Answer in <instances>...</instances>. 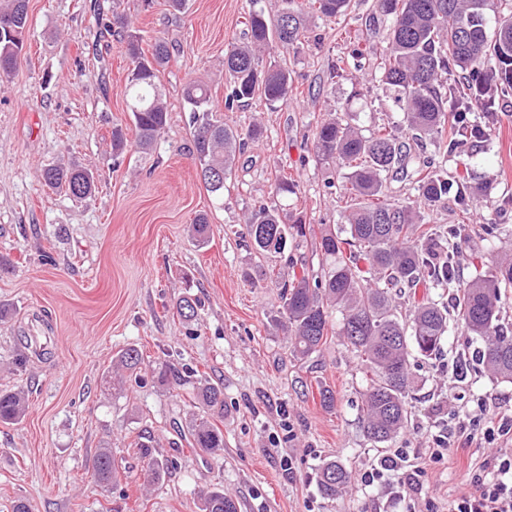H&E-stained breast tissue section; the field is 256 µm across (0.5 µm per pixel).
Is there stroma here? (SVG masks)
<instances>
[{"instance_id":"stroma-1","label":"stroma","mask_w":512,"mask_h":512,"mask_svg":"<svg viewBox=\"0 0 512 512\" xmlns=\"http://www.w3.org/2000/svg\"><path fill=\"white\" fill-rule=\"evenodd\" d=\"M258 6L276 18L280 0H188L172 14L167 0H28L26 48L14 70L0 76V389L27 396L23 420L0 424V512L24 499L29 512H199L201 493L224 489L240 512H448V503L494 446L470 447L430 462L435 436L463 413L512 406V383L478 372V341L461 331L444 343L443 362L419 359L420 378L409 400L411 417L385 444L363 432L361 361L331 315L328 340L308 360L293 359L286 330L268 319L279 288L301 273L329 265L313 238L289 239L283 254L261 255L244 236V217L258 203L303 215L314 229L343 224L334 164L320 163L312 142L317 119L343 110L366 131L397 127L402 111L375 67L381 34L373 0H352L345 17L307 18L306 40L278 58L293 74L287 105L256 99L224 109V53L243 37L245 16ZM126 15L146 42L172 45L158 74L167 125L149 149L135 142L123 94L129 61L100 18ZM344 63L332 79L328 65ZM205 84L211 103L239 130L259 126L226 182L223 197L208 192L188 156L192 129L183 99L188 80ZM128 140L112 155V130ZM77 166L98 174L92 195L79 199L47 187L50 167ZM449 175L472 187L470 208L431 209L427 220L460 224L466 240L461 274L485 272L500 242L485 237L491 220L512 235V110L491 135L449 155ZM300 184L298 194H275L279 173ZM209 218V241L192 238L197 215ZM197 302L194 323H183L174 301ZM45 345L15 369L22 336ZM137 347L135 371L118 368L120 350ZM467 365L459 376L454 360ZM190 370L182 386L160 382L162 364ZM224 387V412L214 419L224 449L192 447V396L201 380ZM336 395L321 406L319 386ZM150 441L157 458L172 460L150 483L136 444ZM111 449L119 474L110 491L94 479L93 461ZM402 453L424 463L411 503L389 497L388 485L350 480L325 498L317 469L333 460L350 473Z\"/></svg>"}]
</instances>
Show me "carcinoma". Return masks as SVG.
<instances>
[{
  "mask_svg": "<svg viewBox=\"0 0 512 512\" xmlns=\"http://www.w3.org/2000/svg\"><path fill=\"white\" fill-rule=\"evenodd\" d=\"M350 6L351 0H282L273 22L260 12L250 13L246 41L231 43L224 54V110L232 112L256 98L272 107L288 103L292 74L265 56L302 43L308 12L337 19ZM491 7V0H374V18L383 26L381 80L396 94L409 140L385 126L365 135L336 113L316 125V157L345 170L338 197L346 205V224L316 239V247L334 265L321 278L304 274L283 283L282 305L271 323L288 330L290 354L303 360L326 343L329 308H336L339 335L373 373L363 393L362 425L375 443L391 441L408 422L407 397L416 384L413 361L440 356L445 338L459 327L481 341L483 369L512 382V322L503 314V302L512 293V239L488 271L466 281L459 266V225L424 222L427 210L449 200L467 209V187L448 177L443 161L472 143L466 131L490 134L473 113L490 124L492 113L512 96V0H499L490 33ZM27 24L28 0H0L1 75L14 69L24 48L14 35L23 34ZM106 28L121 33L130 62L127 107L137 143L147 148L167 124L156 78L170 58L169 47L156 38L151 54H145L143 37L122 14H112ZM183 97L193 129L192 158L207 190L222 196L245 139L260 135V130L245 136L224 123L212 108L208 90L196 81L185 84ZM454 117L456 133L448 137L445 124ZM427 139L438 142V154L423 157L416 151ZM408 177L415 181L414 198H388L387 180ZM42 178L48 187L64 188L78 198L91 194L97 183L92 172L77 167L49 168ZM297 189V181L286 175L274 180L278 195H293ZM245 226L253 247L263 253L281 254L288 238L306 236L301 217L290 221L263 204L250 210ZM420 285L429 289L424 301L405 309L396 304L394 295ZM196 399L202 413L191 420L193 447L215 454L224 449V435L210 416L224 411L223 387L207 383ZM25 411L24 392L0 391L1 424L21 421ZM137 448L151 481L160 480L169 461L155 457L144 441ZM118 474L112 451L99 449L94 460L98 485L109 489ZM349 480V472L334 460L319 466L318 486L328 499ZM200 512H239V507L216 489L203 494Z\"/></svg>",
  "mask_w": 512,
  "mask_h": 512,
  "instance_id": "obj_1",
  "label": "carcinoma"
}]
</instances>
